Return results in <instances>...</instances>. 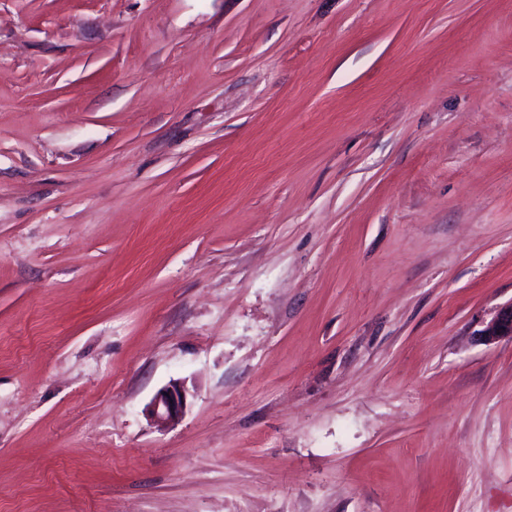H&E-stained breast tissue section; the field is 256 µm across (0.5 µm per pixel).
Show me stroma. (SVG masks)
Instances as JSON below:
<instances>
[{"label":"stroma","mask_w":512,"mask_h":512,"mask_svg":"<svg viewBox=\"0 0 512 512\" xmlns=\"http://www.w3.org/2000/svg\"><path fill=\"white\" fill-rule=\"evenodd\" d=\"M509 303L512 0H0V512H512ZM484 342L495 343L503 338L512 340V303L501 307L478 332ZM187 394L183 382L173 381L153 397L147 408L149 416L159 426L175 424L185 412Z\"/></svg>","instance_id":"stroma-1"}]
</instances>
